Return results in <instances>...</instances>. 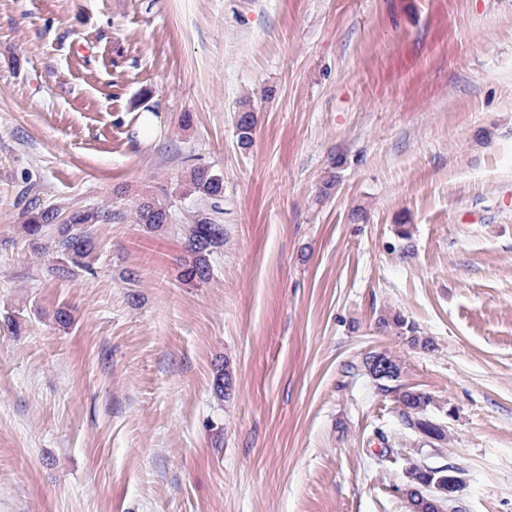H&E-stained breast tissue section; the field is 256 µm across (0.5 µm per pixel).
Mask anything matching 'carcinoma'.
Returning a JSON list of instances; mask_svg holds the SVG:
<instances>
[{
	"instance_id": "cac0c4a2",
	"label": "carcinoma",
	"mask_w": 512,
	"mask_h": 512,
	"mask_svg": "<svg viewBox=\"0 0 512 512\" xmlns=\"http://www.w3.org/2000/svg\"><path fill=\"white\" fill-rule=\"evenodd\" d=\"M254 127L253 111L243 109L236 121L237 146L240 149L251 148ZM187 181L192 191L209 205L186 230L187 258L182 262L180 280L184 284H192L205 282L210 278L209 257L224 245V225L215 219V215L221 213L219 201L224 198V178L218 172L199 165L189 170ZM60 216L61 213L55 208L27 212L22 229L29 244L37 252L51 246L55 254L54 270L60 275H70L77 270L93 271L97 260V247L92 226L109 223L112 213L98 209H77L71 211L63 220ZM133 218L134 223L155 230L170 223L171 211L168 203L147 198L134 206ZM377 327L395 333L411 346L426 352L437 349L432 338L418 334L415 324L398 312L380 315ZM379 359L388 363L392 380H398L402 373L401 360L386 352L367 356L366 368L372 378L378 379ZM382 389L395 393L405 429L425 442L439 447L445 444L447 430L430 413V407L434 403L430 394L399 386L384 385ZM450 482L456 487L460 486L458 467L454 465L409 467L402 484V494L406 497L409 512H443L444 504L448 501Z\"/></svg>"
}]
</instances>
